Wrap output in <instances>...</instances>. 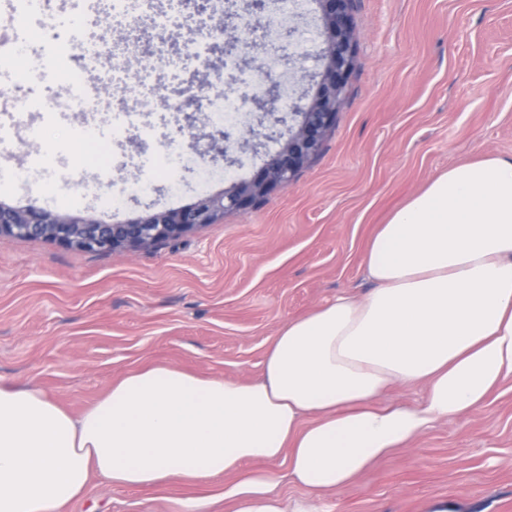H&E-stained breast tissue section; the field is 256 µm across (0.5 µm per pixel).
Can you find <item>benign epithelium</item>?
<instances>
[{
    "label": "benign epithelium",
    "mask_w": 512,
    "mask_h": 512,
    "mask_svg": "<svg viewBox=\"0 0 512 512\" xmlns=\"http://www.w3.org/2000/svg\"><path fill=\"white\" fill-rule=\"evenodd\" d=\"M320 21L321 66L311 76L315 91L297 98L284 89V76L267 84L263 98L253 99L249 136L238 134V122L230 121L222 130L193 135V142L208 140L199 156L230 169L239 157L256 155L265 141L274 139L277 129L287 128V137L273 152H265L261 167L249 178L232 181L229 188L206 195L179 208L147 211L121 224H104L89 212L60 214L47 209L15 207L0 202V239L39 238L68 248L87 251L123 249L140 251L170 239H178L205 224H214L233 210L254 206L271 191L286 188L295 174L318 153L344 103V90L354 65L355 29L352 0H312ZM273 0H248L245 13L253 16V30L264 26ZM240 18L233 0H225L222 28L224 55L237 59V70L225 76V86L238 84V75L253 69V60L239 54L240 36L235 20ZM292 26L281 27L276 35L261 44L265 53L295 66L301 53L294 49Z\"/></svg>",
    "instance_id": "1"
}]
</instances>
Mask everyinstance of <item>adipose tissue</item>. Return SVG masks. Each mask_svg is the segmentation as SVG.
<instances>
[{
	"label": "adipose tissue",
	"mask_w": 512,
	"mask_h": 512,
	"mask_svg": "<svg viewBox=\"0 0 512 512\" xmlns=\"http://www.w3.org/2000/svg\"><path fill=\"white\" fill-rule=\"evenodd\" d=\"M364 266L370 290L290 320L255 382L151 365L77 415L0 382V512H60L94 474L127 489L231 475L233 512H318L512 381V159L434 177L378 227ZM396 385L423 386L420 404L379 405ZM282 459L309 493L290 509L277 472L244 469Z\"/></svg>",
	"instance_id": "ef3b65f1"
}]
</instances>
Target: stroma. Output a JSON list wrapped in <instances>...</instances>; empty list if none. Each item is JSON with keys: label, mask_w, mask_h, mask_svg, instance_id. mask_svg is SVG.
I'll use <instances>...</instances> for the list:
<instances>
[{"label": "stroma", "mask_w": 512, "mask_h": 512, "mask_svg": "<svg viewBox=\"0 0 512 512\" xmlns=\"http://www.w3.org/2000/svg\"><path fill=\"white\" fill-rule=\"evenodd\" d=\"M354 67L345 101L314 159L291 184L254 207L230 211L149 250L85 251L43 239L0 240V378L32 384L67 411L94 404L124 375L157 363L205 376L255 380L288 321L347 292L370 288L365 249L379 224L449 167L512 157V0H354ZM59 9L42 23L53 38L30 41L32 21L0 0V90L25 91L13 55L30 48L43 95L70 78L45 66L87 33L121 40L99 17L70 28ZM27 126L0 111V201L60 213L92 211L109 222L168 209L228 188L261 165L206 168L188 134L169 129L181 155L175 177L128 165L96 183L89 151L132 159L113 143L107 115L98 137L78 142L69 113H29ZM47 161L26 169L29 129ZM230 477L174 479L125 489L92 478L63 512H172L174 500H208L232 512ZM512 512V382L464 420L431 427L409 450L376 463L326 496L320 512Z\"/></svg>", "instance_id": "stroma-1"}]
</instances>
